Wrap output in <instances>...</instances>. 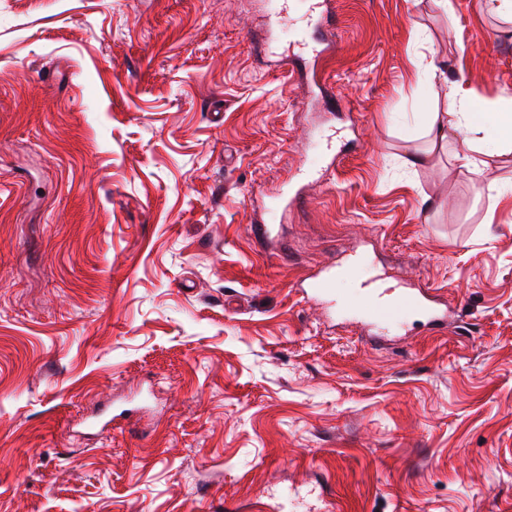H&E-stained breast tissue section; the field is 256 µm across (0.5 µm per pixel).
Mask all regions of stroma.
I'll return each instance as SVG.
<instances>
[{
	"label": "stroma",
	"instance_id": "obj_1",
	"mask_svg": "<svg viewBox=\"0 0 512 512\" xmlns=\"http://www.w3.org/2000/svg\"><path fill=\"white\" fill-rule=\"evenodd\" d=\"M452 3L325 0L315 61L265 0H0V512H512V152L417 118L433 62L512 101V16ZM351 251L447 328L324 315ZM360 266V261L356 256H353L344 266H342L336 273V268L330 269L325 275L316 279L305 291L306 295L317 301L330 299L335 295V281L336 276L340 274L351 273L357 270Z\"/></svg>",
	"mask_w": 512,
	"mask_h": 512
}]
</instances>
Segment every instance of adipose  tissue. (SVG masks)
<instances>
[{"label":"adipose tissue","mask_w":512,"mask_h":512,"mask_svg":"<svg viewBox=\"0 0 512 512\" xmlns=\"http://www.w3.org/2000/svg\"><path fill=\"white\" fill-rule=\"evenodd\" d=\"M430 74L449 85L448 105L443 112H425L421 118L430 143L447 142L450 131L466 130L471 133L484 131L482 105L465 85L462 70L445 63L432 65Z\"/></svg>","instance_id":"ef3b65f1"}]
</instances>
